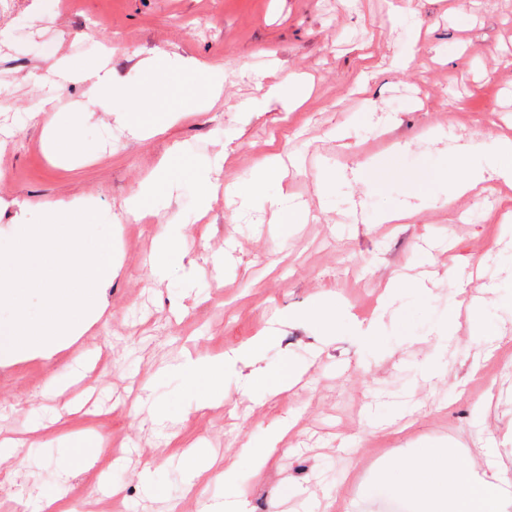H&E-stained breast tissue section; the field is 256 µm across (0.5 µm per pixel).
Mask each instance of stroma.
<instances>
[{
    "instance_id": "stroma-1",
    "label": "stroma",
    "mask_w": 512,
    "mask_h": 512,
    "mask_svg": "<svg viewBox=\"0 0 512 512\" xmlns=\"http://www.w3.org/2000/svg\"><path fill=\"white\" fill-rule=\"evenodd\" d=\"M403 0H0V241L38 204L77 199L100 212L112 230L120 266L106 289L103 317L70 348L49 360L0 361V434L42 442L40 456L21 451L9 480V502L26 505L58 469V438L97 431L111 443L94 471L67 486L72 512H202L222 497L225 468L241 469L239 488L252 512H383L385 498L403 497L401 460L410 449L445 440L464 451L475 473L512 504V348L492 363L495 345L475 342L460 319L448 352L446 377L427 380L433 350L422 339L429 319L459 284L465 299L481 300L468 283L479 259L495 250L512 255V187L497 179L484 194L450 210L427 207L440 194L439 168L459 149L491 137L512 139V0H420L404 19ZM111 49L117 81L138 79L141 59L174 71L198 64L190 87L191 116L149 138L132 137L89 98L90 81L65 89L40 82L69 57L94 66ZM415 60L400 70L407 51ZM224 76L209 95L214 72ZM305 82L304 103L246 116L241 105L266 100L274 83ZM385 132H366V110ZM78 112L82 152L56 157L48 130ZM451 136L429 142L431 129ZM407 152L391 157L394 143ZM199 162L218 166L219 183L249 176L268 155L293 157L286 187L306 201L303 224L276 223L270 210L256 220L230 221L223 194L195 218L199 186L189 176L151 222L121 214V205L155 170L172 144ZM377 160L380 178L355 183L360 217L322 198L330 173ZM496 199L485 207L486 195ZM400 202L412 218L364 224V217ZM482 212V223L470 221ZM180 221L184 261L174 278L150 274L156 227ZM420 280L421 299L382 308L387 289ZM195 284L184 292L182 281ZM338 307L335 322L309 316L318 298ZM379 318L386 335L369 353L350 327ZM275 327L265 350L236 360L224 374L223 408H189L177 390L175 421L150 423L139 396L181 352L207 357L237 349ZM95 366L77 384L43 397L47 381L68 376L76 359ZM286 363L305 365L287 392L255 405L244 393L255 378ZM273 438L275 453L258 470L245 466L242 445ZM495 454H486L485 442ZM211 449L216 465L200 487L172 484L187 447ZM157 468L163 496H146L143 467ZM391 472L385 483L377 477Z\"/></svg>"
}]
</instances>
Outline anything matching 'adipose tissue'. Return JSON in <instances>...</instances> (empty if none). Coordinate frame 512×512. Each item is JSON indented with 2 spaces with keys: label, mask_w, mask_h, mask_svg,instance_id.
<instances>
[{
  "label": "adipose tissue",
  "mask_w": 512,
  "mask_h": 512,
  "mask_svg": "<svg viewBox=\"0 0 512 512\" xmlns=\"http://www.w3.org/2000/svg\"><path fill=\"white\" fill-rule=\"evenodd\" d=\"M90 78L94 91V102L103 110L113 113L117 120H125L129 100L139 98V85H128L114 89L112 71L101 64L93 70L66 60L58 61L42 74L43 82L64 87L68 82ZM179 154L178 147H171L169 158L160 166L150 181L140 188L125 203V211L134 219L145 218L149 210L168 202L174 188L175 168L172 158ZM512 157V140L494 138L483 154L479 165H472L468 156L455 157L443 182L449 190L447 197H434L433 205L449 206L453 199L476 192L486 177L496 176L507 186H512V167L507 160ZM466 169V176H459V169ZM288 177L287 168L280 157L273 156L258 163L251 175L241 182L225 187L224 195L244 210L253 206H267L274 210L281 223H303L308 214L306 205L291 203L284 189ZM461 304L449 302L434 320L429 333L435 339V352L431 358L429 375L436 378L446 374V354L458 326ZM268 341L267 336L255 337L241 348L202 361L184 360L162 372L160 384L177 383L189 395L197 409L205 410L223 406L224 369L227 364L245 356L261 352ZM406 475L405 492L417 497L425 504V512H490L495 496L491 484L476 478L465 457L457 451L441 447L418 450L408 454L402 461Z\"/></svg>",
  "instance_id": "adipose-tissue-1"
}]
</instances>
